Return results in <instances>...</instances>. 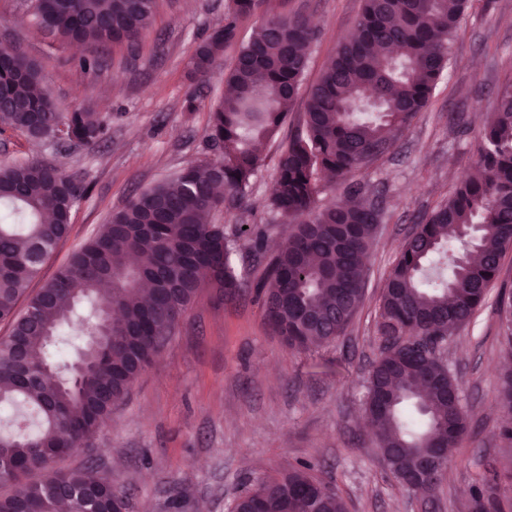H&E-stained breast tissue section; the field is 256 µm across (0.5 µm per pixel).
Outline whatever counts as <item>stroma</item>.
I'll use <instances>...</instances> for the list:
<instances>
[{"instance_id":"stroma-1","label":"stroma","mask_w":512,"mask_h":512,"mask_svg":"<svg viewBox=\"0 0 512 512\" xmlns=\"http://www.w3.org/2000/svg\"><path fill=\"white\" fill-rule=\"evenodd\" d=\"M23 0H0V41L20 45L44 68L50 96L112 119L102 142L65 150L8 130L0 163L46 160L77 173L88 193L71 231L43 266L49 280L71 252L137 191L206 160L208 111L224 95L236 47L200 79L188 62L199 42L222 25L229 0H158L137 48L112 47L99 69L81 70V48L41 32ZM362 0H277L282 13H301L318 31L309 48L306 88L319 78L337 43L354 28ZM512 87V0H468L450 60L427 106L398 132L365 176L383 190L386 208L367 259L363 304L344 336L312 350L288 348L268 326L253 284L264 266L253 257L251 232L284 227L268 197L280 143L300 126L307 95L276 139L241 208L217 213L235 241L236 270L249 281L234 298L203 290L145 368L86 453L57 460L62 469L93 466L111 475L127 512H231L250 484L299 463L335 487L349 512H469V491L484 464L502 475L496 498L512 499V440L500 377L512 368L501 297L512 295V251L502 260L484 306L455 329L442 349L461 390L468 430L434 496L419 494L385 468L366 426L364 384L381 339L377 320L386 278L418 224L453 193L473 168L480 132L498 93ZM195 98L197 111L184 108ZM456 176H449V169Z\"/></svg>"}]
</instances>
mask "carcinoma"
<instances>
[{
  "label": "carcinoma",
  "mask_w": 512,
  "mask_h": 512,
  "mask_svg": "<svg viewBox=\"0 0 512 512\" xmlns=\"http://www.w3.org/2000/svg\"><path fill=\"white\" fill-rule=\"evenodd\" d=\"M262 0H230L224 23L190 58L206 77L238 41L243 19L257 17L239 46L225 82L234 88L210 111L214 158L141 190L110 214L24 310L17 308L88 186L40 161L0 164V405L31 407L38 426L17 416L0 431V512H120L112 477L92 469L59 470L57 459L84 450L112 418V406L164 347L199 292L233 296L249 286L263 301L271 329L295 349L344 335L358 313L367 278L362 256L372 247L383 201L352 179L393 144L396 132L429 102L446 69L466 0H363L355 30L329 57L308 91L302 127L283 146L270 197L273 211L291 217L288 236L273 254L266 230L253 231L254 253L267 259L253 285L238 278L234 243L218 211L240 207L261 166L257 147L278 134L308 66L316 33L304 18L262 13ZM157 0H32L34 24L63 43L85 46L83 70L99 67L114 45L138 46ZM42 67L16 46L0 42V109L6 127L65 147L102 139L112 118L63 108L44 89ZM333 173L349 199L321 207L323 176ZM222 186L223 192L215 191ZM512 250V89L498 97L481 132L474 172L426 217L402 249L381 296V349L363 402L376 427V452L393 475L419 453L440 449L424 489L432 494L467 428L460 390L439 357L448 330L469 322L485 303L506 252ZM152 283L150 304L140 300ZM117 306L120 328L103 345L104 308ZM81 337L76 359L88 372L77 383L39 377L54 360L63 330ZM304 463L242 495V512H347L344 498L311 475ZM493 466L472 486L473 512H504L482 488L497 481Z\"/></svg>",
  "instance_id": "cac0c4a2"
}]
</instances>
